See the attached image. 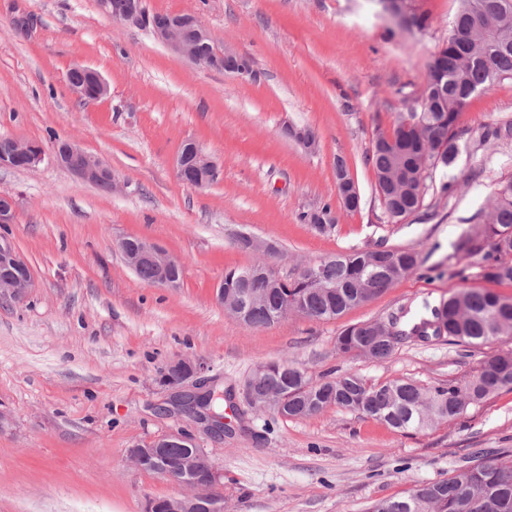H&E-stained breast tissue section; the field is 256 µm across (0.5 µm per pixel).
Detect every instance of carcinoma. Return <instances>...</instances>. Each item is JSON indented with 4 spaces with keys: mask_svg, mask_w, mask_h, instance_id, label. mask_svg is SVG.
I'll return each mask as SVG.
<instances>
[{
    "mask_svg": "<svg viewBox=\"0 0 512 512\" xmlns=\"http://www.w3.org/2000/svg\"><path fill=\"white\" fill-rule=\"evenodd\" d=\"M447 42L427 66V87L439 97L397 114L392 132L379 133L368 161L385 212L397 223L423 203L427 179L438 166L448 167L459 152V117L471 100L492 86L512 82V0H458ZM71 84L95 88L89 75L75 69ZM461 259L480 257L484 275L512 283V180L497 184L483 221L471 225L455 245ZM420 265L410 249L379 246L328 257L313 265L314 275L286 280L271 289L249 278L250 268L224 271V294L248 289L255 295L245 326L265 328L288 308L316 321L333 320L393 287ZM420 317L405 311L386 323L364 321L346 326L337 337L341 356L384 359L404 339L427 342L446 337L454 344L481 345L512 334V298L463 288ZM254 389L286 398L285 418H304L336 406L355 411L398 430H422L439 421H455L504 388L512 389V352L483 359L469 378L422 387L392 378L367 383L356 373L324 375L315 380L292 360L253 370ZM481 449L452 470L448 479L415 489L401 498L376 502L370 512H512V461L485 464Z\"/></svg>",
    "mask_w": 512,
    "mask_h": 512,
    "instance_id": "1",
    "label": "carcinoma"
}]
</instances>
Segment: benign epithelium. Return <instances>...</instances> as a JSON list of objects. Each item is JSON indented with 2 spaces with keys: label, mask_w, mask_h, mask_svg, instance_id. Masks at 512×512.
<instances>
[{
  "label": "benign epithelium",
  "mask_w": 512,
  "mask_h": 512,
  "mask_svg": "<svg viewBox=\"0 0 512 512\" xmlns=\"http://www.w3.org/2000/svg\"><path fill=\"white\" fill-rule=\"evenodd\" d=\"M385 8L391 16L410 23V11L405 6V0H385ZM121 20L150 25L156 40L194 64L212 69L214 61L219 58L226 62L235 60L239 63V67L234 70L235 74H253V71L244 64L245 56L241 53L216 47L213 48V52H208L211 44L209 33L195 14H180L176 19L156 24L143 10L141 0H134ZM15 149L16 155L23 158L29 168L37 166L45 158L42 145L29 140H15ZM188 151L193 155L195 167L206 172L205 178L208 179L219 172L218 163L197 143H189ZM53 158L83 181L95 183L106 180L112 184V189L118 188L117 178L106 161L85 152L70 140L57 142ZM14 217V197L1 192L0 224H11ZM119 248L126 264L132 270H137L143 264L154 267L157 272L155 285L169 290L180 287V277L172 273L178 259L158 244L139 238L131 246L129 240L124 239L120 242ZM0 263L7 269V272L0 273V301H24L31 287V277L20 275L27 267V263L15 249L12 239L6 235L0 237ZM172 366L181 369L179 377L172 385L177 395H210L213 386L209 385V379L204 377L207 367L203 362L179 359L173 362ZM173 448H187L191 455L187 459L177 460L171 455ZM127 457L130 463L137 467L141 466L144 460L151 462L156 475L169 480L181 490L180 498L189 500L188 508L191 512H224V496L216 493L222 474L211 462L205 449L200 447L191 431L180 429L135 445L128 449Z\"/></svg>",
  "instance_id": "obj_1"
}]
</instances>
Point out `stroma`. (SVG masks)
<instances>
[{
    "mask_svg": "<svg viewBox=\"0 0 512 512\" xmlns=\"http://www.w3.org/2000/svg\"><path fill=\"white\" fill-rule=\"evenodd\" d=\"M152 14L195 13L216 46L249 56L255 77L208 69L146 28L110 19L98 0H0V136L52 148L58 138L104 158L118 182L106 192L52 159L0 168V192L17 200L5 230L28 263L20 304L0 302V512H143L170 481L133 466L131 446L193 429L216 467L224 512H368L380 499L447 479L482 448L512 459V390L458 421L405 432L330 407L299 419L251 408L243 384L261 362L288 358L312 377L327 371L367 382L424 386L472 375L486 356L512 351V335L481 346L447 339L397 345L384 360L341 358L347 325L388 321L437 305L462 288L512 297L484 278L481 261L454 245L482 221L496 183L512 178V82L476 96L458 121L459 155L434 170L418 211L391 223L367 158L426 80L457 0H412L424 30L406 32L377 0H144ZM96 69L109 93L85 102L70 90L74 66ZM311 128L305 151L284 124ZM220 175L196 188L175 158L185 141ZM360 193L337 204L335 163ZM330 203L320 233L301 212ZM245 233L274 242L281 276L328 256L378 245L419 253L417 270L340 318L300 315L242 326L215 299L225 269L257 262ZM126 237L162 245L183 264L171 291L141 281L118 251ZM204 362L231 390L233 429L215 438L171 408L159 379L175 359Z\"/></svg>",
    "mask_w": 512,
    "mask_h": 512,
    "instance_id": "1",
    "label": "stroma"
}]
</instances>
